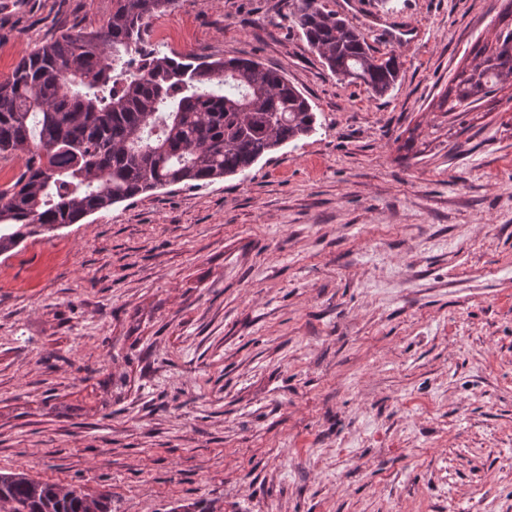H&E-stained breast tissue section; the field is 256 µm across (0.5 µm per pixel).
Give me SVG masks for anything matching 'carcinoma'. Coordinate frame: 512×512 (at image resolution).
<instances>
[{"label": "carcinoma", "mask_w": 512, "mask_h": 512, "mask_svg": "<svg viewBox=\"0 0 512 512\" xmlns=\"http://www.w3.org/2000/svg\"><path fill=\"white\" fill-rule=\"evenodd\" d=\"M175 3L112 0L105 26L35 47L0 83V158L25 159L0 188L1 255L116 203L242 173L316 132L308 99L259 62L145 52L147 20ZM293 18L333 74L379 98L394 88L398 57H375L363 33L321 0H299ZM474 51L440 99L445 113L467 112L512 80V22ZM0 508L112 512V502L0 472Z\"/></svg>", "instance_id": "carcinoma-1"}]
</instances>
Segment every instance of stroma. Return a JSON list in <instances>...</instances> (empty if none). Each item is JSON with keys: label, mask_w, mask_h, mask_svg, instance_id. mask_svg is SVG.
Masks as SVG:
<instances>
[{"label": "stroma", "mask_w": 512, "mask_h": 512, "mask_svg": "<svg viewBox=\"0 0 512 512\" xmlns=\"http://www.w3.org/2000/svg\"><path fill=\"white\" fill-rule=\"evenodd\" d=\"M324 2L401 53L384 98L329 71L289 0L150 20L168 56L281 71L317 131L0 256V472L112 512H512V82L436 107L501 0ZM111 12L0 0V82Z\"/></svg>", "instance_id": "35a3bbf8"}]
</instances>
